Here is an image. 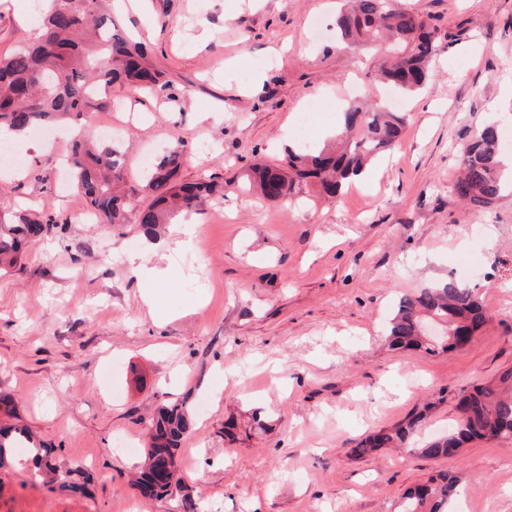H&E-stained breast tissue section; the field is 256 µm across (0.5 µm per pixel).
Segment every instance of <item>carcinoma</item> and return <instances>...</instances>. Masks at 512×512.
Listing matches in <instances>:
<instances>
[{
	"label": "carcinoma",
	"instance_id": "1",
	"mask_svg": "<svg viewBox=\"0 0 512 512\" xmlns=\"http://www.w3.org/2000/svg\"><path fill=\"white\" fill-rule=\"evenodd\" d=\"M50 9L33 40L0 55V128L26 133L42 124L68 121L86 122L97 112L112 108V85L132 84L150 92L169 86L165 72L147 62L146 48L120 33L112 19L109 0H50ZM389 0H354L335 20L336 48L388 44V56L377 69L378 78L403 92L412 93L430 78L429 64L436 54L437 28L420 15L388 6ZM405 118L399 112L350 106L344 112L346 144L319 150H288L280 166H256L246 173L249 185L256 187L270 202L294 196L309 184L328 196L336 197L352 183L373 159L394 150L402 139ZM70 164L86 206L101 224L110 226L134 222L148 240L178 212H199L210 200L223 193L224 186L212 180L193 183L179 181L185 162L178 150L165 154L151 168L147 187L151 203L135 210L130 199L118 192L124 183V154L108 140L77 138L70 152ZM503 159L496 126L487 125L463 151L461 175L449 186L458 199L479 210L492 205L505 191ZM58 227L46 220L20 216L0 220V272L21 265L25 244ZM485 311L474 290L450 279L419 294L400 299L390 321L389 341L394 349L448 351L456 347L454 337L475 333L485 323ZM445 324L441 336H428L426 322ZM471 409L466 419L448 424V431L421 445L426 457H451L474 440L512 438V370L498 381L473 386L462 393ZM442 399L428 401L423 410L406 421L371 434L352 449L358 456L383 447L405 448L419 433L427 414ZM191 417L183 403L164 405L150 422L147 465L139 480L141 490L152 496H167L180 488L175 451L191 431ZM27 443L31 471L46 475L70 489L85 487L61 472L55 449L34 441L23 427L0 425V466L8 463L10 449ZM171 467L168 480L157 481V469ZM457 477L444 475L431 479L427 492L409 491L400 512H444L456 493Z\"/></svg>",
	"mask_w": 512,
	"mask_h": 512
}]
</instances>
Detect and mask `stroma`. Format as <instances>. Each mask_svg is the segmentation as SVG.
Instances as JSON below:
<instances>
[{
    "label": "stroma",
    "instance_id": "stroma-1",
    "mask_svg": "<svg viewBox=\"0 0 512 512\" xmlns=\"http://www.w3.org/2000/svg\"><path fill=\"white\" fill-rule=\"evenodd\" d=\"M396 5L442 32L430 80L403 100L399 147L339 200L308 187L277 203L246 191L242 174L279 163L301 114L319 148L357 95L377 107L393 97L374 49H337L341 0H145L116 12L170 81L161 94L112 90L134 206L150 201V150H182L181 179L213 178L224 195L189 217L199 247L172 256L135 225L84 223L60 163L69 125L31 133L25 166L0 173V215L31 209L67 224L0 273V391L15 422L90 477L83 491L44 482L15 449L0 512H398L404 493L444 473L459 478L449 512H512V439L455 457L353 453L441 393L420 438L446 431L457 392L512 368V194L475 210L448 191L488 121L512 156V0ZM38 26L27 0H0V54ZM145 255L156 282L130 272L128 257ZM451 278L485 308L472 341L389 348L400 298ZM170 402L193 420L177 450L185 491L146 497L135 480L148 423Z\"/></svg>",
    "mask_w": 512,
    "mask_h": 512
}]
</instances>
